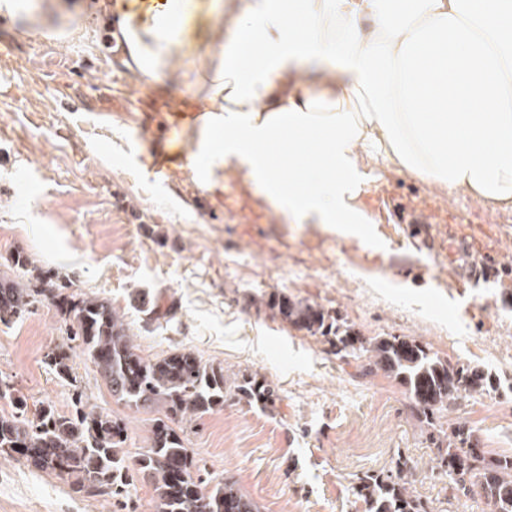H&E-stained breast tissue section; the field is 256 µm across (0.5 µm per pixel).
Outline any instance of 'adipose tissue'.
I'll return each instance as SVG.
<instances>
[{"label":"adipose tissue","mask_w":512,"mask_h":512,"mask_svg":"<svg viewBox=\"0 0 512 512\" xmlns=\"http://www.w3.org/2000/svg\"><path fill=\"white\" fill-rule=\"evenodd\" d=\"M123 37L129 68L153 79L211 54L184 126L192 173L228 169L342 228L368 157L512 207V0H164L124 12Z\"/></svg>","instance_id":"ef3b65f1"}]
</instances>
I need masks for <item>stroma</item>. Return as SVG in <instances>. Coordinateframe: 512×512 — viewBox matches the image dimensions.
<instances>
[{
	"label": "stroma",
	"mask_w": 512,
	"mask_h": 512,
	"mask_svg": "<svg viewBox=\"0 0 512 512\" xmlns=\"http://www.w3.org/2000/svg\"><path fill=\"white\" fill-rule=\"evenodd\" d=\"M66 4L68 33L36 37L21 20L0 19V38L16 47L10 98L0 109V226L16 236L0 246V270L24 249L73 292L110 299L145 354L186 349L222 363L228 375L256 372L276 384L274 411L228 405L188 427L205 473L234 476L265 512H353L355 477L388 472L399 453L432 512H487L478 498H455L400 388L351 376L319 339L254 301L283 292L340 312L366 335L413 336L492 371L499 395L460 400L448 416L477 428L488 448L511 453L512 293L501 279L457 287L447 248L430 246L411 225H397L396 247H384L366 212V236L349 240L256 202L229 174L209 186L179 173L157 185L154 153L177 136L164 122L191 111L202 59L145 82L103 42L112 15L99 0ZM133 142L143 162H127ZM363 188L445 215L450 233L474 238L512 275V208L447 195L380 166ZM156 298L175 302L177 314L147 333L141 307ZM69 337V322L50 304L0 324V375L61 412L78 389L112 410L80 351L70 357L73 380L46 365ZM0 512H112V505L76 497L24 459L0 456Z\"/></svg>",
	"instance_id": "1"
}]
</instances>
